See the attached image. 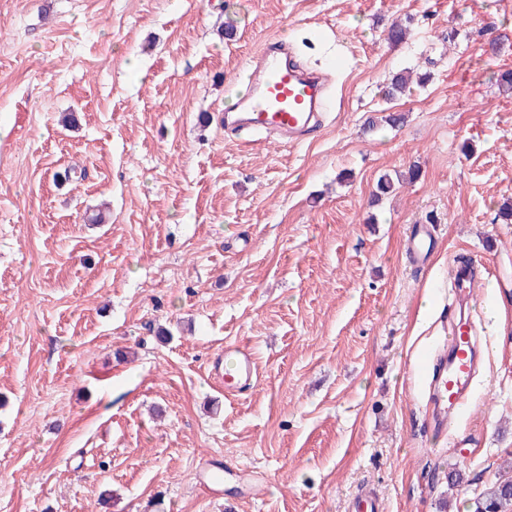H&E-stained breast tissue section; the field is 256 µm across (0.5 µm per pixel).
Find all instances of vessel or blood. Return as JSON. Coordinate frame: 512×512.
Returning <instances> with one entry per match:
<instances>
[{"label": "vessel or blood", "instance_id": "1", "mask_svg": "<svg viewBox=\"0 0 512 512\" xmlns=\"http://www.w3.org/2000/svg\"><path fill=\"white\" fill-rule=\"evenodd\" d=\"M250 67L253 89L240 111L225 114V129L257 130L296 140L321 125L327 106L326 74L303 67L284 44L255 57ZM434 240L433 225H416L409 236L408 258L416 263L425 260ZM483 268L482 262L470 258L452 269L455 306L467 308L470 297L481 286ZM477 341L472 318L449 316L448 340L430 370V427L435 435L447 434L449 415L469 399L472 376L480 359ZM231 356L233 364L224 370L225 393L238 395L256 387L260 372L252 350L237 346Z\"/></svg>", "mask_w": 512, "mask_h": 512}]
</instances>
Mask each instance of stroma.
<instances>
[{
    "mask_svg": "<svg viewBox=\"0 0 512 512\" xmlns=\"http://www.w3.org/2000/svg\"><path fill=\"white\" fill-rule=\"evenodd\" d=\"M281 39L339 59L334 105L243 145L224 108ZM507 69L512 0H0V512H472L512 476ZM402 71L429 79L385 101ZM459 254L481 361L438 440ZM228 345L249 394L210 377ZM435 231L432 224H418L410 233L407 257L414 263L424 261L433 249ZM233 358L231 368L224 367V393L238 395L256 387L260 382V371L252 350L246 346H236L225 352Z\"/></svg>",
    "mask_w": 512,
    "mask_h": 512,
    "instance_id": "stroma-1",
    "label": "stroma"
}]
</instances>
